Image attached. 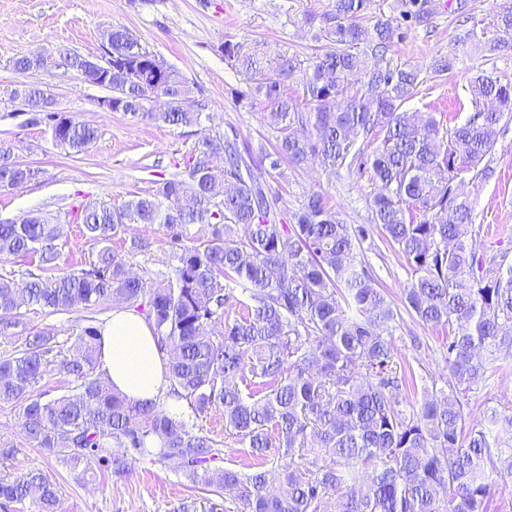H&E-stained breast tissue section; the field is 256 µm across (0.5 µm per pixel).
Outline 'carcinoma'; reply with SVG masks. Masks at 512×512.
I'll return each mask as SVG.
<instances>
[{
  "label": "carcinoma",
  "instance_id": "carcinoma-1",
  "mask_svg": "<svg viewBox=\"0 0 512 512\" xmlns=\"http://www.w3.org/2000/svg\"><path fill=\"white\" fill-rule=\"evenodd\" d=\"M374 0H332L310 17V54H285L270 66L261 44L226 43L224 56L247 74L246 96L260 100L276 133L263 154L272 169L318 157L373 186L370 224L345 223L313 191L284 221L253 172L236 134L201 133L189 170L134 196L123 207H83L84 234L101 245L89 270H63L57 225L42 215L0 221V257H23L42 270L18 282L0 276V339L26 335L0 357V405L22 408V430L72 472L129 473L145 459L174 464L187 482L229 495L224 512H489L488 472L512 475V452L492 447L485 428L467 427L465 393L494 375L496 352L512 344V265L476 257L468 239L469 196L497 174L493 156L512 120V84L481 70L469 80L472 112L462 123L420 115L404 104L421 92L415 64L380 61L414 25L430 23L431 0H400L398 14L375 13ZM112 49V110L175 127H200L205 104L164 61L122 27L104 32ZM501 41L473 24L466 38L435 58L433 72ZM88 59L67 65L89 84ZM44 59L20 55V73ZM54 123V142L79 153L97 130L50 110L37 86L13 92ZM310 128L301 135L298 129ZM37 170L0 148V189L28 182ZM129 224L170 232L177 264L147 282L130 259L146 238L119 253L110 242ZM196 225L205 240L189 245ZM241 235H235L236 230ZM378 236L403 255L411 272L404 304L419 322L444 329L447 389L419 408L400 405L415 389L393 349L394 312L372 286L363 242ZM247 293L237 315L225 311L233 287ZM116 302L148 307L159 349L167 352L170 391L187 409L169 413L135 402L97 373L99 329L93 317L55 348L50 327H28L27 311L93 314ZM355 315L346 316V310ZM220 325L222 329L213 330ZM60 365L74 385L47 399L37 386ZM218 411L245 454V468L213 467L221 442L194 431V418ZM122 448L117 454L114 449ZM31 500L56 512L58 493L41 472L0 478V505Z\"/></svg>",
  "mask_w": 512,
  "mask_h": 512
}]
</instances>
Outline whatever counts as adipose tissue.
<instances>
[{
    "label": "adipose tissue",
    "mask_w": 512,
    "mask_h": 512,
    "mask_svg": "<svg viewBox=\"0 0 512 512\" xmlns=\"http://www.w3.org/2000/svg\"><path fill=\"white\" fill-rule=\"evenodd\" d=\"M98 371L129 399L156 403L177 412L182 405L170 397L165 360L145 315L118 306L100 328Z\"/></svg>",
    "instance_id": "ef3b65f1"
}]
</instances>
